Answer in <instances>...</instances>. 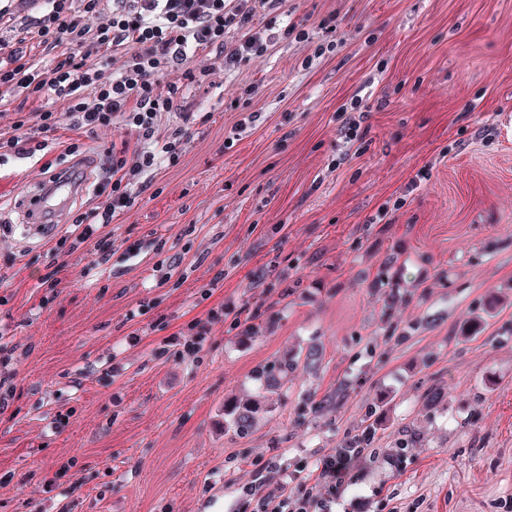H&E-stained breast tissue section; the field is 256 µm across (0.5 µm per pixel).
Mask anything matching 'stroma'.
<instances>
[{
	"label": "stroma",
	"mask_w": 512,
	"mask_h": 512,
	"mask_svg": "<svg viewBox=\"0 0 512 512\" xmlns=\"http://www.w3.org/2000/svg\"><path fill=\"white\" fill-rule=\"evenodd\" d=\"M281 18L294 32L249 60L206 57L183 105L211 118L111 225L102 279L81 275L91 244L60 270L57 227L23 224L39 166L0 165V512H239L283 480L332 512H512V0ZM312 345L318 370L225 430V398ZM311 395L340 401L300 416Z\"/></svg>",
	"instance_id": "35a3bbf8"
}]
</instances>
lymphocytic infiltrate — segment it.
<instances>
[{"label": "lymphocytic infiltrate", "instance_id": "obj_1", "mask_svg": "<svg viewBox=\"0 0 512 512\" xmlns=\"http://www.w3.org/2000/svg\"><path fill=\"white\" fill-rule=\"evenodd\" d=\"M279 0H0V28L19 25L15 48L0 43V113L13 133L0 136V157L34 159L57 150V164L81 155L83 135L119 122L127 139L105 151L103 176L93 188L96 204L73 215L53 251L71 255L93 242L96 256L88 270L107 265L112 243L96 227L127 214L147 188L148 177L177 166L191 140L188 124L155 134L164 113L180 111L186 86L210 76L194 66L202 53L232 59L256 54L263 41L254 32L256 16ZM24 22H17L19 11ZM240 34L227 46L229 30ZM26 91L28 104L18 103ZM68 137H61V130ZM258 512H328L317 488L293 498L283 489L258 494Z\"/></svg>", "mask_w": 512, "mask_h": 512}]
</instances>
